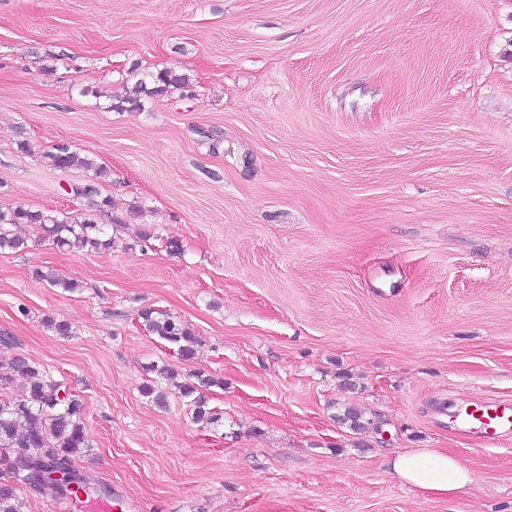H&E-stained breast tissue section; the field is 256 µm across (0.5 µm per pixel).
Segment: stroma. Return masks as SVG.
Returning a JSON list of instances; mask_svg holds the SVG:
<instances>
[{
	"label": "stroma",
	"instance_id": "35a3bbf8",
	"mask_svg": "<svg viewBox=\"0 0 512 512\" xmlns=\"http://www.w3.org/2000/svg\"><path fill=\"white\" fill-rule=\"evenodd\" d=\"M134 69L190 84L110 110ZM63 142L106 167L96 220L122 225L76 253L13 227L0 357L82 401L77 465L112 512H512V437L441 407L512 399V0H0V211L87 213L84 171L43 158ZM152 363L218 378L220 424L169 382L143 394ZM407 448L474 484H400ZM141 315L145 330L176 348L180 360L188 362L196 358L200 340L187 324L168 314L153 316L152 311H146ZM392 473L400 483L441 498L474 483L472 472L445 448L404 450L394 458Z\"/></svg>",
	"mask_w": 512,
	"mask_h": 512
}]
</instances>
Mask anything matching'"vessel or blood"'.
Returning <instances> with one entry per match:
<instances>
[{
    "mask_svg": "<svg viewBox=\"0 0 512 512\" xmlns=\"http://www.w3.org/2000/svg\"><path fill=\"white\" fill-rule=\"evenodd\" d=\"M452 416L462 432L488 443L512 434V401L508 399L465 403L456 407Z\"/></svg>",
    "mask_w": 512,
    "mask_h": 512,
    "instance_id": "obj_1",
    "label": "vessel or blood"
}]
</instances>
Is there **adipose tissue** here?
Here are the masks:
<instances>
[{
    "label": "adipose tissue",
    "instance_id": "obj_1",
    "mask_svg": "<svg viewBox=\"0 0 512 512\" xmlns=\"http://www.w3.org/2000/svg\"><path fill=\"white\" fill-rule=\"evenodd\" d=\"M392 473L400 483L441 498L474 482L472 472L445 448L404 450L394 458Z\"/></svg>",
    "mask_w": 512,
    "mask_h": 512
}]
</instances>
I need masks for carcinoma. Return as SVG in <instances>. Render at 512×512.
I'll return each instance as SVG.
<instances>
[{"mask_svg":"<svg viewBox=\"0 0 512 512\" xmlns=\"http://www.w3.org/2000/svg\"><path fill=\"white\" fill-rule=\"evenodd\" d=\"M136 78L129 93L111 99L109 108L123 111L142 108L144 96L164 95L171 90L184 89L190 78L171 70L160 69L144 73L130 72ZM49 166L60 169H82L88 173L87 180L71 185L72 196L88 201L96 211L111 206V201L101 196L100 185L107 177L105 167L93 159L71 149L67 144H57L45 152ZM7 224H33L60 248L70 252L92 251L112 247V237L107 235L105 225L97 224L90 217L78 221L67 216L59 217L43 211L17 208L6 215L0 213V252H20L26 241L9 233ZM35 275L51 286L73 292L78 288L74 280L65 279L54 270L38 269ZM145 330L176 348L180 360L188 362L196 358L200 340L183 321L168 314L142 313ZM151 371L171 381L182 397H190L197 387L222 386L224 382L200 372L193 374L196 382L178 380L179 373L169 367L154 366ZM21 379L25 395L14 400L0 397V450L20 454L27 466L25 471H13L9 479L0 482V512H20L18 486L28 479H41V474L59 466L67 467L79 475H86L77 466V458L90 450L83 423V405L76 396L62 392V386L48 378L41 365L22 356H16L6 365L0 363V390H5ZM340 422L349 424L354 431L365 430L363 415L348 407L338 416Z\"/></svg>","mask_w":512,"mask_h":512,"instance_id":"1","label":"carcinoma"}]
</instances>
